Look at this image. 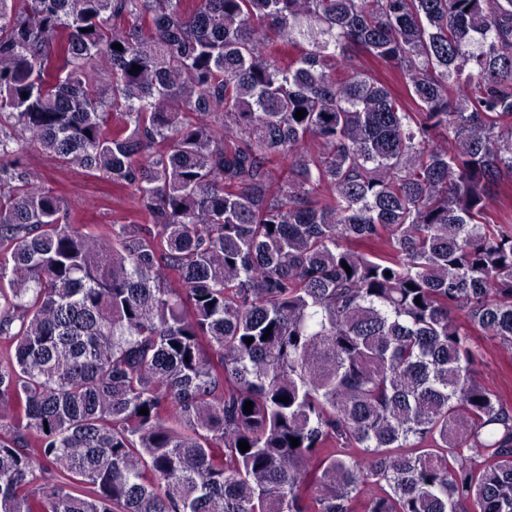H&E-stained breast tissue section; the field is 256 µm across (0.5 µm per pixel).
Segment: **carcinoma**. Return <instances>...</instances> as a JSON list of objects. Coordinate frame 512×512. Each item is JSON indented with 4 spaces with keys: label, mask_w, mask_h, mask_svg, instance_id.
Returning a JSON list of instances; mask_svg holds the SVG:
<instances>
[{
    "label": "carcinoma",
    "mask_w": 512,
    "mask_h": 512,
    "mask_svg": "<svg viewBox=\"0 0 512 512\" xmlns=\"http://www.w3.org/2000/svg\"><path fill=\"white\" fill-rule=\"evenodd\" d=\"M510 184L512 0H0V512H512ZM22 159L38 181L65 197L78 224L87 226L86 231L105 234L111 224H128L134 216L130 199L114 191L110 182L61 168L56 160L34 146L24 149ZM486 349L485 364L479 377L505 400L512 403V354L499 348L495 341L482 338Z\"/></svg>",
    "instance_id": "obj_1"
}]
</instances>
